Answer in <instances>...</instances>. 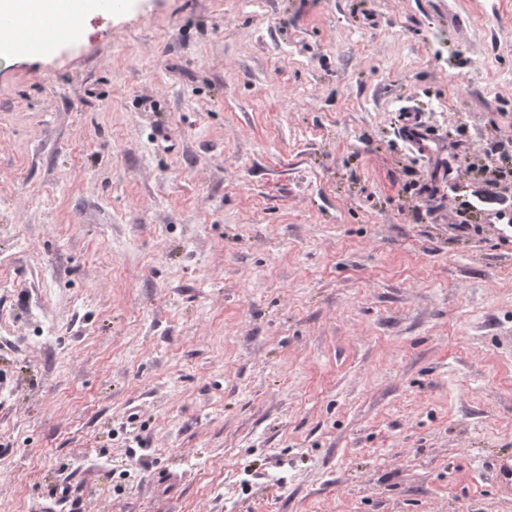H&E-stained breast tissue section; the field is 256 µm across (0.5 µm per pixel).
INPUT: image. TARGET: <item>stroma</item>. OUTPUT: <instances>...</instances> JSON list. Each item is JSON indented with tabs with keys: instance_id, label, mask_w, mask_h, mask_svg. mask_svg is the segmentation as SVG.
I'll use <instances>...</instances> for the list:
<instances>
[{
	"instance_id": "stroma-1",
	"label": "stroma",
	"mask_w": 512,
	"mask_h": 512,
	"mask_svg": "<svg viewBox=\"0 0 512 512\" xmlns=\"http://www.w3.org/2000/svg\"><path fill=\"white\" fill-rule=\"evenodd\" d=\"M493 140L512 0H119L0 56V512H512ZM408 112L403 118L402 136L404 141L419 156L431 158L437 154L439 142L427 127L418 119L413 107L405 108Z\"/></svg>"
}]
</instances>
